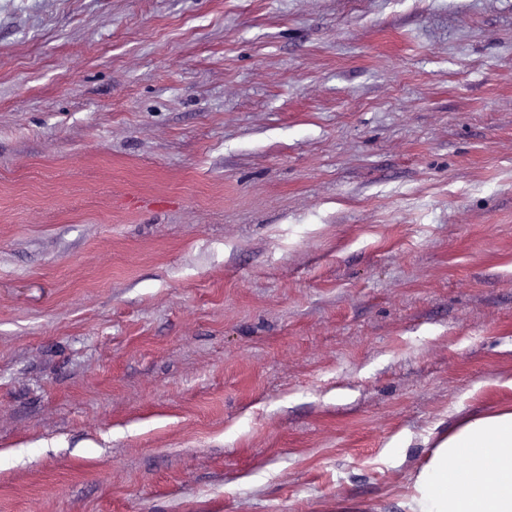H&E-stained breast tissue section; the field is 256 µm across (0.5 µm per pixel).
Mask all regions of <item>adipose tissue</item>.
<instances>
[{
    "label": "adipose tissue",
    "mask_w": 512,
    "mask_h": 512,
    "mask_svg": "<svg viewBox=\"0 0 512 512\" xmlns=\"http://www.w3.org/2000/svg\"><path fill=\"white\" fill-rule=\"evenodd\" d=\"M477 449L467 469L453 462ZM401 512H512V409L474 412L451 423L398 498Z\"/></svg>",
    "instance_id": "ef3b65f1"
}]
</instances>
